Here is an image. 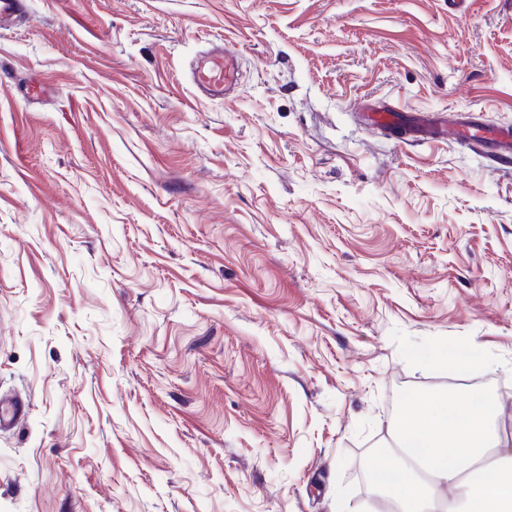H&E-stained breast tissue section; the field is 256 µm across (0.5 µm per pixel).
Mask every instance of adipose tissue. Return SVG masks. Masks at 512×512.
I'll list each match as a JSON object with an SVG mask.
<instances>
[{
  "label": "adipose tissue",
  "instance_id": "obj_1",
  "mask_svg": "<svg viewBox=\"0 0 512 512\" xmlns=\"http://www.w3.org/2000/svg\"><path fill=\"white\" fill-rule=\"evenodd\" d=\"M393 430L370 467L398 512H512V439L500 435L484 402L420 394Z\"/></svg>",
  "mask_w": 512,
  "mask_h": 512
}]
</instances>
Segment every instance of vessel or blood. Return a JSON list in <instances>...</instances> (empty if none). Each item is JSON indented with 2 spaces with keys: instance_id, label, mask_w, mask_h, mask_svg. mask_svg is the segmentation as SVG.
I'll return each mask as SVG.
<instances>
[{
  "instance_id": "b4317fda",
  "label": "vessel or blood",
  "mask_w": 512,
  "mask_h": 512,
  "mask_svg": "<svg viewBox=\"0 0 512 512\" xmlns=\"http://www.w3.org/2000/svg\"><path fill=\"white\" fill-rule=\"evenodd\" d=\"M194 87L204 90L211 97L223 98L227 88L238 79L236 52L221 48L200 58L191 71ZM368 120L379 128L388 130L398 140H438L447 126H455L458 133L473 135L481 147L491 155H507L512 152V129L485 128L479 119L468 112L453 113L451 118L439 117L427 112L403 119L399 109L380 107L367 115ZM28 411V402L17 397L0 395V432L15 429Z\"/></svg>"
}]
</instances>
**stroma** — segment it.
<instances>
[{
    "mask_svg": "<svg viewBox=\"0 0 512 512\" xmlns=\"http://www.w3.org/2000/svg\"><path fill=\"white\" fill-rule=\"evenodd\" d=\"M0 30V512H371L431 356L512 434V0H25ZM229 98L193 87L213 44ZM401 110L396 107H379L372 112H366L368 120L381 129L388 130L394 137L402 141L412 140H439L448 128V115L437 117L429 112H422L404 122ZM451 115L458 135L465 134L472 140L476 139L479 145L487 148L492 156H507L512 152L511 128L487 129L476 116L469 112H454ZM28 411V401L0 395V432L15 429Z\"/></svg>",
    "mask_w": 512,
    "mask_h": 512,
    "instance_id": "1",
    "label": "stroma"
}]
</instances>
